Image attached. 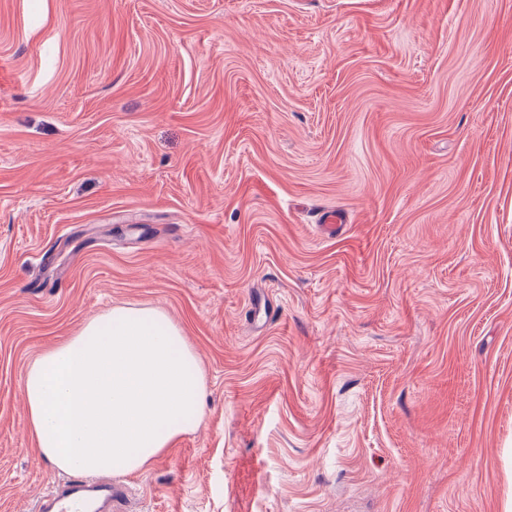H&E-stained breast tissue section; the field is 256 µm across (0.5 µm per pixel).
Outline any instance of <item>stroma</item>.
<instances>
[{"label": "stroma", "instance_id": "35a3bbf8", "mask_svg": "<svg viewBox=\"0 0 512 512\" xmlns=\"http://www.w3.org/2000/svg\"><path fill=\"white\" fill-rule=\"evenodd\" d=\"M123 304L206 377L126 512H502L512 0H0V512L64 477L28 366Z\"/></svg>", "mask_w": 512, "mask_h": 512}]
</instances>
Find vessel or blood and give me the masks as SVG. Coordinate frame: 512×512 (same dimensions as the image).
Masks as SVG:
<instances>
[{
    "mask_svg": "<svg viewBox=\"0 0 512 512\" xmlns=\"http://www.w3.org/2000/svg\"><path fill=\"white\" fill-rule=\"evenodd\" d=\"M125 491L107 475L76 474L58 481L38 500L35 512H122Z\"/></svg>",
    "mask_w": 512,
    "mask_h": 512,
    "instance_id": "1",
    "label": "vessel or blood"
}]
</instances>
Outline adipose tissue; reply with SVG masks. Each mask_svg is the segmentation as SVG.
Wrapping results in <instances>:
<instances>
[{"mask_svg":"<svg viewBox=\"0 0 512 512\" xmlns=\"http://www.w3.org/2000/svg\"><path fill=\"white\" fill-rule=\"evenodd\" d=\"M205 374L181 329L156 307L116 305L46 350L23 392L30 431L59 470H146L204 412Z\"/></svg>","mask_w":512,"mask_h":512,"instance_id":"ef3b65f1","label":"adipose tissue"}]
</instances>
